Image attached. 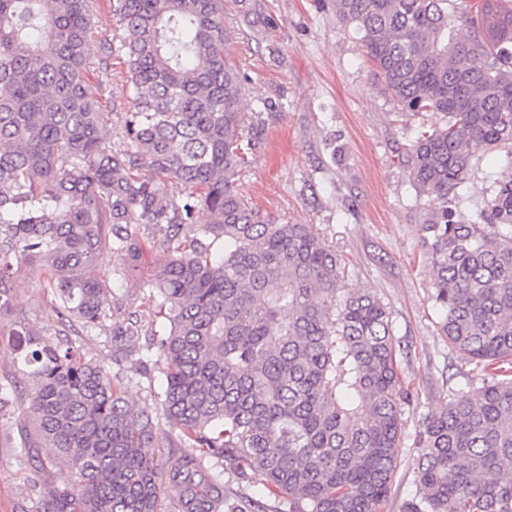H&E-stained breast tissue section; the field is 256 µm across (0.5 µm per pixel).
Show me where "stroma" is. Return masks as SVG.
<instances>
[{
    "instance_id": "stroma-1",
    "label": "stroma",
    "mask_w": 512,
    "mask_h": 512,
    "mask_svg": "<svg viewBox=\"0 0 512 512\" xmlns=\"http://www.w3.org/2000/svg\"><path fill=\"white\" fill-rule=\"evenodd\" d=\"M224 23L232 33L229 53L245 73L241 107L261 113L264 143L251 167L238 175L249 201L288 224L315 225L345 266L344 285L377 293L392 313L403 380L411 394L404 410L397 468L382 512H405L419 494L415 439L425 418L456 396L480 386L481 366L453 349L439 330L435 270L422 240L430 217L408 177L410 139L429 124L428 113L403 111L386 94L363 57L352 31L342 25L332 0H226ZM121 66L109 75L91 71L88 90L108 110L106 133L122 123L126 103ZM272 109H264V102ZM341 156H333V148ZM512 176V155L474 157L459 192L470 208L490 200L492 186ZM39 274L22 272L14 282L12 312L0 318V512H36L30 479L44 489L57 482L61 464L38 469L19 448L15 419L26 414L17 381L14 321L37 328L57 344L58 322ZM85 356L108 375H119L134 409L155 408L163 385L159 372L139 375L142 345L115 361L106 333L76 337Z\"/></svg>"
}]
</instances>
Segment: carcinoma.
<instances>
[{
	"label": "carcinoma",
	"instance_id": "cac0c4a2",
	"mask_svg": "<svg viewBox=\"0 0 512 512\" xmlns=\"http://www.w3.org/2000/svg\"><path fill=\"white\" fill-rule=\"evenodd\" d=\"M334 2L384 91L434 118L411 139L409 177L433 202L422 231L439 327L491 371L418 432L406 512H512V186L458 219L471 159L512 151V0ZM109 4L127 95L115 142L86 84L92 0H0V318L31 266L65 336L51 347L13 327L20 447L66 463L43 512H265L224 497L216 461L288 512H380L410 402L391 311L342 286L314 225L282 224L239 190L262 124L241 109L224 0ZM172 178L184 195L167 193ZM146 229L166 259L143 276ZM105 257L168 321L146 328L129 309L111 331L118 348L155 350L163 461L160 423L69 339L121 309L95 275Z\"/></svg>",
	"mask_w": 512,
	"mask_h": 512
}]
</instances>
